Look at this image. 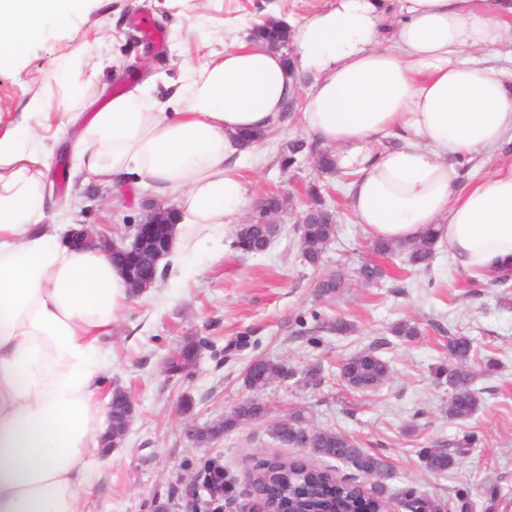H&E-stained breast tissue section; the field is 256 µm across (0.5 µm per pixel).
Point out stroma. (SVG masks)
<instances>
[{
    "label": "stroma",
    "instance_id": "35a3bbf8",
    "mask_svg": "<svg viewBox=\"0 0 512 512\" xmlns=\"http://www.w3.org/2000/svg\"><path fill=\"white\" fill-rule=\"evenodd\" d=\"M329 2L218 0L202 8L198 0H188L178 9L167 0H87L69 23L46 26L25 53L0 65V136L26 123L51 145L44 188L55 208L48 222L87 224L117 238L126 225L141 222L147 205L172 206V198L156 195L151 186L118 188L103 178L85 181L77 172L71 143L92 114L146 83L155 96H164L168 83L181 81L183 63L198 66L223 51L225 28L248 34L275 10L298 22ZM312 86L311 77L301 78L299 99L242 169L249 202L271 192L287 199L281 230L268 250L243 256L228 248L220 262L199 260L183 294L165 303L156 297L167 292L169 281L159 278L154 294L132 298L118 327L104 338L112 366L101 377L97 399L107 404L112 389L123 387L136 413L118 448L93 461L91 489L80 499L79 512H155L159 502L168 504L169 512H188L189 480L214 463L237 481L223 512H248L246 491L258 460L306 455L269 434L272 423L297 406L308 410L311 425L342 429L387 455L395 466V486H413L435 497L441 512H462L460 488L470 490L476 512H512V309L499 305L502 289L494 278L460 269L445 242L437 243L426 273L403 257L373 252L370 237L355 222L347 184L314 166L326 147L303 127L302 99ZM35 99L47 102L45 112L29 113ZM66 101L80 118L58 143L54 136ZM296 139L306 148L288 168L281 156ZM311 183L322 186L337 225L336 240L315 269L300 257L297 232L304 190ZM366 263L383 270L376 286L358 275ZM329 274L341 276L343 286L325 300L318 297L316 283ZM317 313L343 317L354 330L346 336L316 330ZM402 318L417 323L419 336L405 342L391 336L390 326ZM459 331L495 353L502 368L490 376L477 373L473 387L480 410L452 421L442 412L448 389L435 383L430 369L443 356L445 337ZM314 333L320 344L311 343ZM204 337L211 344L191 367L167 372L166 361L176 349ZM380 338L387 341L380 354L393 366L390 382L348 400L337 380V361ZM258 355L282 361L294 372L266 389L268 415L220 439L192 441L187 425L205 427L248 397L242 373ZM317 362L321 382H298V375ZM186 397L192 409L184 414L178 405ZM467 433L479 442L445 477L422 467L421 448L435 440L452 444ZM491 489L497 492L493 501L487 495Z\"/></svg>",
    "mask_w": 512,
    "mask_h": 512
}]
</instances>
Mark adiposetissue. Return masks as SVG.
<instances>
[{"label":"adipose tissue","mask_w":512,"mask_h":512,"mask_svg":"<svg viewBox=\"0 0 512 512\" xmlns=\"http://www.w3.org/2000/svg\"><path fill=\"white\" fill-rule=\"evenodd\" d=\"M85 2L0 0V58ZM511 36L512 0H334L293 24L289 51L236 38L166 100L143 86L114 97L76 166L173 198L171 282L185 285L245 212L252 148L238 132L272 133L307 73L304 127L354 171L369 236L413 241L434 226L463 270L512 274V79L470 61ZM473 156L492 170L456 190L455 162ZM42 177L32 128L0 137V512H76L103 433L100 340L131 298L106 253L45 223Z\"/></svg>","instance_id":"adipose-tissue-1"}]
</instances>
